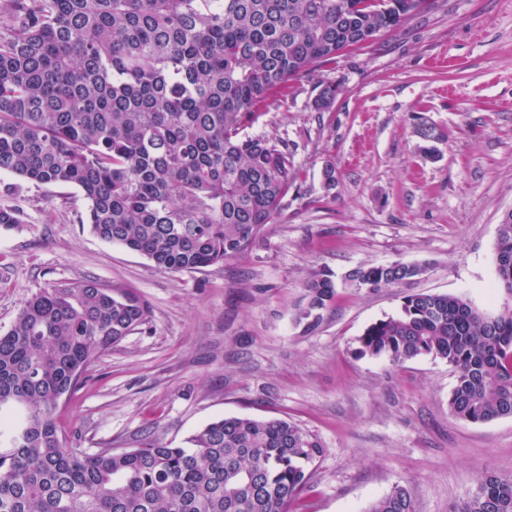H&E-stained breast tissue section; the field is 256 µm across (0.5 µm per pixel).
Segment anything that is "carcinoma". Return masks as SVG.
Listing matches in <instances>:
<instances>
[{
	"instance_id": "carcinoma-1",
	"label": "carcinoma",
	"mask_w": 512,
	"mask_h": 512,
	"mask_svg": "<svg viewBox=\"0 0 512 512\" xmlns=\"http://www.w3.org/2000/svg\"><path fill=\"white\" fill-rule=\"evenodd\" d=\"M427 0H0V171L72 186L81 222L165 272L245 253L299 180L288 144L244 133L278 110L288 82L405 26ZM328 112L338 85L317 80ZM498 286L512 293V210L495 243ZM395 262L354 270L358 288L421 276ZM333 273L306 282L297 315L318 327ZM133 292L91 281L26 297L0 334V512H290L310 488L319 440L288 419L224 417L170 448L63 444L60 397L88 365L143 325ZM358 357H432L455 384L448 411L468 423L512 417V307L409 294L356 339ZM368 512H415L395 485ZM452 512H512V477L485 475Z\"/></svg>"
}]
</instances>
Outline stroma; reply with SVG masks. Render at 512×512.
<instances>
[{"mask_svg":"<svg viewBox=\"0 0 512 512\" xmlns=\"http://www.w3.org/2000/svg\"><path fill=\"white\" fill-rule=\"evenodd\" d=\"M323 75L340 87L331 111L314 110L313 80H296L279 111L248 125L287 143L300 188L252 248L221 264L158 270L82 224L77 189L0 172V208L21 218L0 226V334L53 283L132 291L148 320L61 402L67 447L155 437L177 448L218 418H285L325 449L291 512H367L398 484L416 512H451L480 476H512V417L456 419L446 363L395 365L354 349L407 294L460 295L489 314L512 306L495 272L498 224L512 210V0H434ZM422 122L443 133L431 155L415 133ZM395 261L426 270L376 290L347 280ZM323 268L337 293L307 332L296 321L305 281Z\"/></svg>","mask_w":512,"mask_h":512,"instance_id":"stroma-1","label":"stroma"}]
</instances>
